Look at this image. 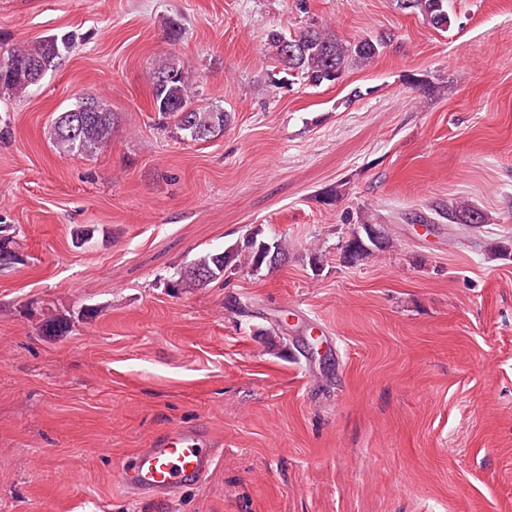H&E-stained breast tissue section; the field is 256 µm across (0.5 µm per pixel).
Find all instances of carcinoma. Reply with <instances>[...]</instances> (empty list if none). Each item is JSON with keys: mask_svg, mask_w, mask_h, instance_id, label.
Listing matches in <instances>:
<instances>
[{"mask_svg": "<svg viewBox=\"0 0 512 512\" xmlns=\"http://www.w3.org/2000/svg\"><path fill=\"white\" fill-rule=\"evenodd\" d=\"M399 9L420 15L436 30L446 31L450 26L448 0H396ZM74 35L62 38L51 36L32 45L16 46L7 50L1 59L10 67L0 70V90L14 95L25 93L37 84V68H51L63 52L70 49ZM266 44L273 49L279 64H288L282 73L300 79L308 87H319L339 81L344 72L353 67L370 63L379 56L391 37L381 35L375 39L362 38L345 41L335 35L310 26L286 34L277 29L265 33ZM196 80L180 60L172 57L152 76V108L163 118L170 120L175 129L186 138L192 131L212 132L222 129L229 121L224 108L200 103L195 90ZM84 98H79L72 111H65L55 119L51 136L58 151L63 155L93 153L105 147L112 139L114 118L104 103L96 101L92 112L81 111ZM414 224H478L488 223L485 213L469 203L457 202L447 205L437 203L428 211L418 212L409 217ZM390 243L389 234H384L381 245L368 243L351 255L345 242L341 260L345 263H358L368 260L377 251H382ZM276 254L288 258V241L282 238L262 239L253 232L244 239L241 247L223 252L208 254L189 265L179 278L171 284L173 288H193L220 280L230 270L249 268L260 270L261 255L266 247Z\"/></svg>", "mask_w": 512, "mask_h": 512, "instance_id": "carcinoma-1", "label": "carcinoma"}]
</instances>
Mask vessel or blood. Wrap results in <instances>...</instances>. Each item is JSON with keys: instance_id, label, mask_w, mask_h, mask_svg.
Segmentation results:
<instances>
[{"instance_id": "vessel-or-blood-1", "label": "vessel or blood", "mask_w": 512, "mask_h": 512, "mask_svg": "<svg viewBox=\"0 0 512 512\" xmlns=\"http://www.w3.org/2000/svg\"><path fill=\"white\" fill-rule=\"evenodd\" d=\"M218 441L203 427L176 425L134 450L120 472L122 484L136 496L162 500L197 485L208 476Z\"/></svg>"}]
</instances>
